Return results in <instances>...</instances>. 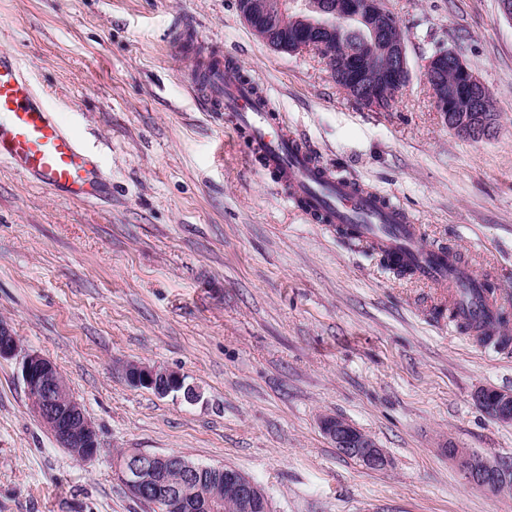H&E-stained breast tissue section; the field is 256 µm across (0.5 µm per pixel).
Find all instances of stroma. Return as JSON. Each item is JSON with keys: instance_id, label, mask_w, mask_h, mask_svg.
<instances>
[{"instance_id": "obj_1", "label": "stroma", "mask_w": 512, "mask_h": 512, "mask_svg": "<svg viewBox=\"0 0 512 512\" xmlns=\"http://www.w3.org/2000/svg\"><path fill=\"white\" fill-rule=\"evenodd\" d=\"M385 4L410 81L373 112L317 54L261 43L236 0H0V49L112 186L65 201L0 163V321L55 364L101 442L91 462L57 447L18 359L0 360V512H151L115 474L130 448L232 467L270 512H512V490L473 488L448 458L512 460V424L475 401L512 391V349L450 321L447 289L313 222L186 83L199 51L221 50L336 175L490 272L512 303V22L497 0ZM177 23L196 50L174 49ZM439 47L491 90L492 137H460L435 111L422 59ZM133 362L180 372L200 399L130 386ZM326 416L388 467L340 453ZM321 429L335 444L336 448L357 457L367 469L386 468L388 458L382 448L366 435L359 432L343 418L324 417L320 421Z\"/></svg>"}]
</instances>
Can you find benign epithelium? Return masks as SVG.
Returning <instances> with one entry per match:
<instances>
[{"label": "benign epithelium", "mask_w": 512, "mask_h": 512, "mask_svg": "<svg viewBox=\"0 0 512 512\" xmlns=\"http://www.w3.org/2000/svg\"><path fill=\"white\" fill-rule=\"evenodd\" d=\"M238 11L249 29L275 50L297 52L310 50L325 62L334 55V43L325 34L338 26L358 21L374 30L381 27L385 15L383 0H237ZM293 28L312 35L315 41L290 43L278 39L276 32ZM389 72L393 78V96L409 82V63L405 33L383 43ZM450 54L442 49L430 54L424 61L426 77L439 82L448 69ZM457 81L447 93L434 97L436 111L443 116L448 128L466 139L482 140L490 137L497 124L496 116L487 112L489 90L480 78L460 59H455ZM20 357L21 378L31 407L39 421L50 432L60 448H81L83 459L97 457L101 443L99 432L87 416L83 405L73 396L66 382L60 378L55 365L38 352H21L17 337L11 329L0 323V359ZM133 387L152 391L159 397L180 394L193 403L201 392L190 389L177 371L132 363L123 372ZM478 405L492 419L512 424V393L499 391L488 400L487 390L476 394ZM321 429L336 447L357 457L367 469L386 468L389 464L383 449L359 432L343 418L324 417ZM467 483L491 493L508 481L512 469L498 465L493 459L458 448L449 455ZM174 466L183 476L178 485L167 479V470ZM205 466L196 464L178 453L151 454L130 449L115 464L118 478L140 498L147 499L156 512H183L193 499L196 477ZM234 502L241 512H253L262 502L260 486L244 474L228 473L224 476V497L213 498L211 509L223 500Z\"/></svg>", "instance_id": "obj_1"}]
</instances>
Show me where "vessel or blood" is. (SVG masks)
<instances>
[{
	"label": "vessel or blood",
	"instance_id": "obj_1",
	"mask_svg": "<svg viewBox=\"0 0 512 512\" xmlns=\"http://www.w3.org/2000/svg\"><path fill=\"white\" fill-rule=\"evenodd\" d=\"M191 82L206 111L234 113L235 129L249 136L250 159L261 162L285 197L303 200L306 214L323 216L325 223L355 224L361 239L412 278L447 289L460 321L512 347V319L503 315L489 275L456 251L424 245L419 225L400 208H381L376 195L355 193L349 182L337 181L306 142L275 122L267 97L228 78L223 65L199 67ZM0 162L64 199L90 200L103 189L98 161L64 130L58 112L36 94L7 49L0 50Z\"/></svg>",
	"mask_w": 512,
	"mask_h": 512
}]
</instances>
